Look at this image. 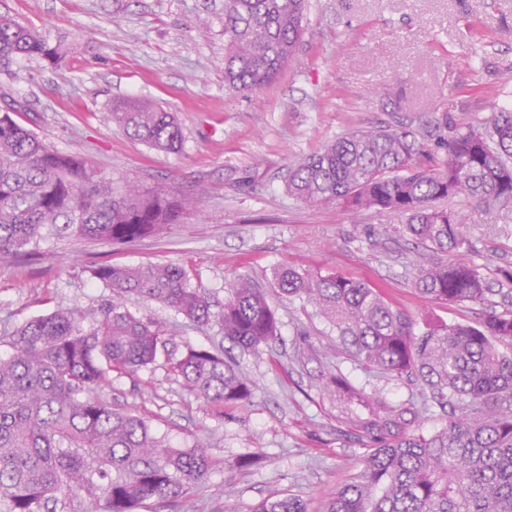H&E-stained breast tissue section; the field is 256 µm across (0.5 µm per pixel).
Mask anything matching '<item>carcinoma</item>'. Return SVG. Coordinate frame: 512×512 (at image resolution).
<instances>
[{
    "label": "carcinoma",
    "mask_w": 512,
    "mask_h": 512,
    "mask_svg": "<svg viewBox=\"0 0 512 512\" xmlns=\"http://www.w3.org/2000/svg\"><path fill=\"white\" fill-rule=\"evenodd\" d=\"M305 0H224V81L236 91L274 83L293 63ZM57 64L67 53L8 15H0V52ZM108 121L157 152L175 153L184 134L175 117L135 97L112 101ZM288 194L312 206L397 212L399 233L425 251L412 285L425 298L483 303L494 294L466 259V218L438 209L466 196L512 204V107L496 108L490 134L468 129L433 146L410 131L354 128L289 165ZM193 201L162 189L122 190L85 159L62 152L36 132L0 115V252L16 255L46 231L68 230L110 245L138 242L177 224ZM92 277L109 299L84 324L72 309L32 319L7 338L0 356V512H135L147 500L186 498L214 467L200 448L165 445L151 425L112 407L101 394L113 372L128 374L168 358L183 387L212 405L249 403L256 384L228 357L185 346L169 352L164 325L132 313L126 301L161 303L197 326L216 323L233 346L254 355L278 335L267 293L240 275L215 308L177 264H99ZM273 286L320 310L362 363L392 377L413 376L447 410L430 435L410 429V409L356 421L367 453L361 470L323 512H512V315L477 326L411 319L381 290L336 272L280 266ZM348 401L361 399L346 376L326 382ZM254 512H308L284 494Z\"/></svg>",
    "instance_id": "carcinoma-1"
}]
</instances>
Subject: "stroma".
<instances>
[{"label": "stroma", "instance_id": "stroma-1", "mask_svg": "<svg viewBox=\"0 0 512 512\" xmlns=\"http://www.w3.org/2000/svg\"><path fill=\"white\" fill-rule=\"evenodd\" d=\"M0 14L70 46L55 66L0 53V111L115 185L198 200L180 223L124 249L69 234L47 236L25 258L0 253V354L5 336L31 319L97 309L109 294L91 275L99 263H178L218 302L234 277L250 276L267 291L279 332L261 355L235 354L257 386L249 405L217 413L162 360L113 374L103 394L170 446L216 459L175 512H252L275 491L322 512L365 453L351 437V408L324 391L326 376L343 373L395 408L424 400L415 382L366 369L337 347L313 305L279 297L274 268L363 280L419 329L475 325L512 311L502 294L512 282L501 275L512 268V208L444 201L466 215L467 259L497 293L481 304L437 302L411 285L422 250L391 232L401 215L304 206L285 189L288 167L348 128L446 139L489 131L494 107L512 103V0H307L295 62L248 92L224 84V0H0ZM128 96L175 113L180 152H155L108 122L113 99ZM129 308L164 321L177 346H229L218 325L194 326L159 303Z\"/></svg>", "mask_w": 512, "mask_h": 512}]
</instances>
